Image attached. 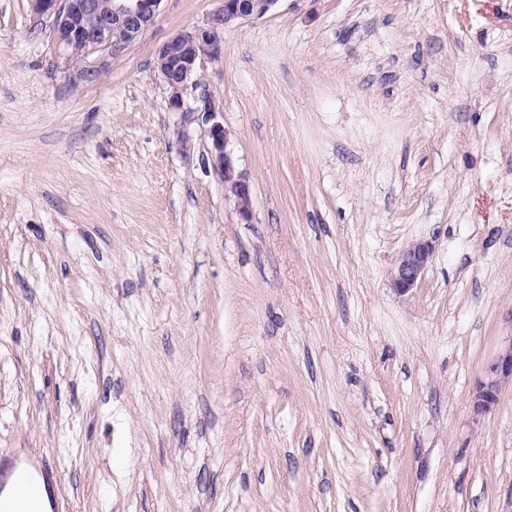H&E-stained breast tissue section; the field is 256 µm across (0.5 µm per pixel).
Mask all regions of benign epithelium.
<instances>
[{
  "label": "benign epithelium",
  "mask_w": 512,
  "mask_h": 512,
  "mask_svg": "<svg viewBox=\"0 0 512 512\" xmlns=\"http://www.w3.org/2000/svg\"><path fill=\"white\" fill-rule=\"evenodd\" d=\"M162 0H30L33 12L52 19L56 41L66 50L65 71L75 84L93 83L106 70L109 59L154 25ZM278 0H223V8L207 23L182 30L155 52V67L167 90L171 112L201 116L207 140V160L224 183L225 197L241 220H253V189L249 177L236 165L231 132L224 113L197 80L202 60L222 55V33L229 26L260 19ZM433 246L417 241L405 246L390 273L389 285L406 295L418 287L432 261ZM512 386V334L506 336L485 365L471 396V418L478 423L492 413L500 394Z\"/></svg>",
  "instance_id": "benign-epithelium-1"
}]
</instances>
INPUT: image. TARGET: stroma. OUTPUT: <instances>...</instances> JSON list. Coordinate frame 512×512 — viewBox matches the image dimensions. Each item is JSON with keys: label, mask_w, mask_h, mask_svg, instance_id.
Listing matches in <instances>:
<instances>
[{"label": "stroma", "mask_w": 512, "mask_h": 512, "mask_svg": "<svg viewBox=\"0 0 512 512\" xmlns=\"http://www.w3.org/2000/svg\"><path fill=\"white\" fill-rule=\"evenodd\" d=\"M91 84L0 0V458L53 512H512V0H279L199 78L240 221L156 49ZM428 241L418 286L399 252ZM432 257L433 246L429 242L417 241L405 246L390 273V288L400 295L417 288ZM510 327L497 353L485 365L471 396V418L480 422L492 413L506 386L512 387V311L506 321Z\"/></svg>", "instance_id": "35a3bbf8"}]
</instances>
